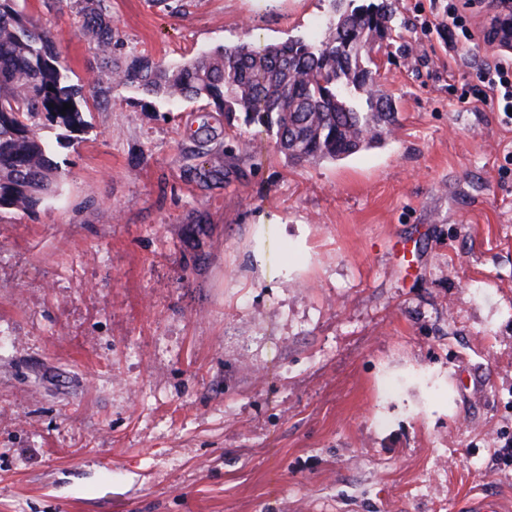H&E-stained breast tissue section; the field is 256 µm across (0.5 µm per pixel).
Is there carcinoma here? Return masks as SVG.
<instances>
[{
    "mask_svg": "<svg viewBox=\"0 0 512 512\" xmlns=\"http://www.w3.org/2000/svg\"><path fill=\"white\" fill-rule=\"evenodd\" d=\"M96 18L108 58L112 27ZM394 18L392 0H377L337 14L333 34L319 42L223 47L176 67L136 55L113 69V83L243 112L275 132L277 149L294 163L341 160L381 143L396 122L374 58ZM59 58L40 19L21 15L16 0H0V211L32 210L58 191L62 175L40 135L44 123L67 132L86 126L85 86L69 83Z\"/></svg>",
    "mask_w": 512,
    "mask_h": 512,
    "instance_id": "1",
    "label": "carcinoma"
}]
</instances>
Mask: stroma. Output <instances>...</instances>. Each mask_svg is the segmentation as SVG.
Returning a JSON list of instances; mask_svg holds the SVG:
<instances>
[{
    "instance_id": "1",
    "label": "stroma",
    "mask_w": 512,
    "mask_h": 512,
    "mask_svg": "<svg viewBox=\"0 0 512 512\" xmlns=\"http://www.w3.org/2000/svg\"><path fill=\"white\" fill-rule=\"evenodd\" d=\"M17 0L85 85L64 174L0 214V512H457L512 502V124L461 102L512 53L393 0L397 123L294 164L245 113L112 65L328 36L333 0ZM414 250L411 266L401 246Z\"/></svg>"
}]
</instances>
